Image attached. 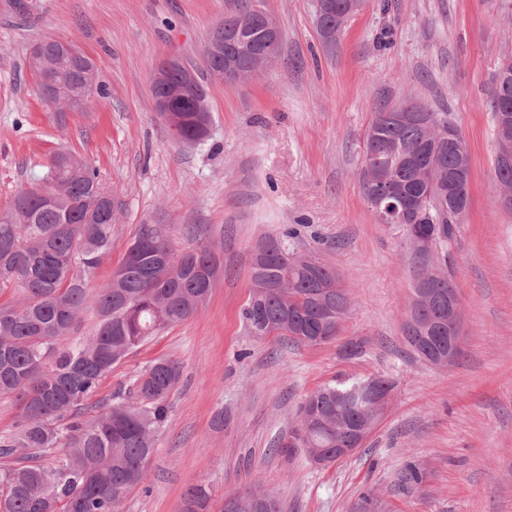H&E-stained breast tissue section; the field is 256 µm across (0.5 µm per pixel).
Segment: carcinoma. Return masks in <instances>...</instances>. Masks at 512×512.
<instances>
[{"instance_id": "cac0c4a2", "label": "carcinoma", "mask_w": 512, "mask_h": 512, "mask_svg": "<svg viewBox=\"0 0 512 512\" xmlns=\"http://www.w3.org/2000/svg\"><path fill=\"white\" fill-rule=\"evenodd\" d=\"M49 74L64 92L80 95L83 78L54 44L48 46ZM197 83L186 87L181 135L196 144L209 134L207 116L193 108L202 98ZM492 112L512 109V74L496 70L490 91ZM385 108L373 113L364 135L363 164L396 168L407 193L422 198L418 223L443 224L441 274L451 275L448 249L456 239L459 214L469 195L470 157H460L456 142L466 143L449 112H427L436 132L453 135L438 149L425 143L424 127L381 122ZM424 148L431 165L416 169L404 156ZM52 187L55 203L41 195ZM111 197L86 162L71 155L51 157L48 171L21 190L0 212V290L18 299L0 305V395L17 402L18 430L0 436V512H120L126 495L147 478L154 438L168 413L167 399L182 366L158 358L135 379L132 395L116 396L96 410L88 400L112 366L130 351L170 326L191 318L208 298L217 273L211 248L200 244L177 250L160 225L143 224L128 246L138 253L133 266L120 264L108 285L94 291L92 275L112 248V216L101 213L99 196ZM272 248L251 269V286L242 319L255 336L280 333L300 346L336 339V319L349 313L347 294L318 291L336 283V271L298 255L286 241ZM92 307L101 317L97 332L75 344L68 333L79 315ZM428 326L434 350L448 352V286L439 279L434 295L416 309ZM353 384L335 383L307 395L298 427L276 448L288 457L303 448L336 447V401L328 394ZM54 468L39 464L53 453ZM238 512H251L256 498L264 512H279L273 494L260 486L234 493ZM211 495L194 484L183 496L182 512H210Z\"/></svg>"}]
</instances>
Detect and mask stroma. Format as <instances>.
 I'll return each mask as SVG.
<instances>
[{"mask_svg": "<svg viewBox=\"0 0 512 512\" xmlns=\"http://www.w3.org/2000/svg\"><path fill=\"white\" fill-rule=\"evenodd\" d=\"M24 2L21 13L0 0V209L67 152L112 195V250L95 288L142 224L165 225L180 249L210 244L218 264L205 305L114 365L94 395L129 391L157 358L182 364L148 478L121 512H180L197 482L212 488L211 512L256 483L280 512H350L368 489L386 512H512V213L493 178L489 107L498 59L512 53V0H364L332 45L317 31L315 0H258L283 33L281 54L236 82L212 76L204 46L240 0ZM46 38L73 41L93 61L107 95L89 111L41 98L30 52ZM168 56L204 89L201 144L174 141L157 112L151 74ZM408 100L452 113L471 158V206L450 248L464 341L444 368L405 339L412 253L376 223L361 187L373 113ZM289 229V247L331 265L348 294L330 343L257 338L242 321L255 247ZM352 340L362 355L346 354ZM376 375L394 381L395 398L356 453L326 467L275 454L308 394ZM411 465L423 482L407 489Z\"/></svg>", "mask_w": 512, "mask_h": 512, "instance_id": "35a3bbf8", "label": "stroma"}]
</instances>
